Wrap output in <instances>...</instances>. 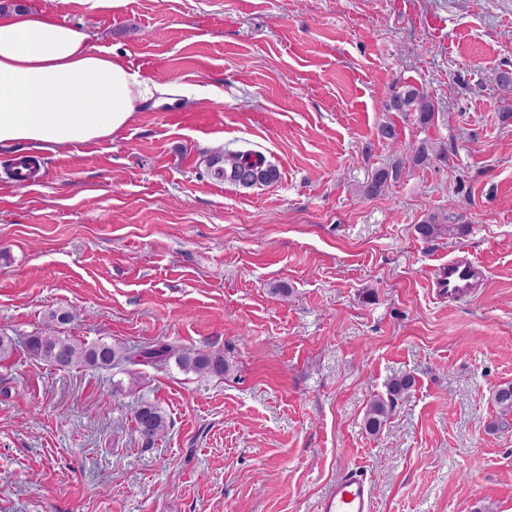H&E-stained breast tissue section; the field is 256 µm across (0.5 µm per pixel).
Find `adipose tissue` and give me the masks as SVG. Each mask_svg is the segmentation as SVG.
Returning <instances> with one entry per match:
<instances>
[{"label":"adipose tissue","mask_w":512,"mask_h":512,"mask_svg":"<svg viewBox=\"0 0 512 512\" xmlns=\"http://www.w3.org/2000/svg\"><path fill=\"white\" fill-rule=\"evenodd\" d=\"M174 83L140 79L86 34L32 12L0 14V148L95 142L123 129L139 107L176 96Z\"/></svg>","instance_id":"adipose-tissue-1"}]
</instances>
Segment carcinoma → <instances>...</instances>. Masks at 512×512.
<instances>
[{"label":"carcinoma","mask_w":512,"mask_h":512,"mask_svg":"<svg viewBox=\"0 0 512 512\" xmlns=\"http://www.w3.org/2000/svg\"><path fill=\"white\" fill-rule=\"evenodd\" d=\"M384 108L388 112H413L417 114L422 124L431 122L434 116L431 97L424 90L412 85L398 89L389 88ZM407 155L414 164H421L433 158L440 162L448 160V154L444 149H436L432 142L427 140L412 145ZM403 164L404 161L399 159L391 168L378 170L368 187V193L374 196L381 194L388 187L389 180L398 178ZM244 170L249 171L252 176V181L245 185L247 189L273 184L280 178L279 169L268 162L263 154L253 150H237L214 155L208 162V173L212 178L235 186L239 185L238 174ZM447 221L448 216L431 213L416 225L415 230L425 240H432L454 230L463 231V226L455 228L447 224ZM71 320L72 315L68 312L51 313L46 329L36 331L25 338L23 347L26 353L36 361L59 369L74 366L113 369L125 363L130 366L160 368L173 359L180 369L202 376L222 377L229 371V364L224 361V355L220 352L191 353L166 343L132 349L103 340L88 344L58 329V326ZM414 384V376L410 373L392 378L387 383L386 397H379L370 402L364 417L365 429L371 434L379 433L395 405L410 394ZM493 401L500 415H512V382L498 386L493 394ZM131 422L134 431L147 445L165 436L169 430L164 411L158 405L147 401L135 407L131 413Z\"/></svg>","instance_id":"obj_1"}]
</instances>
